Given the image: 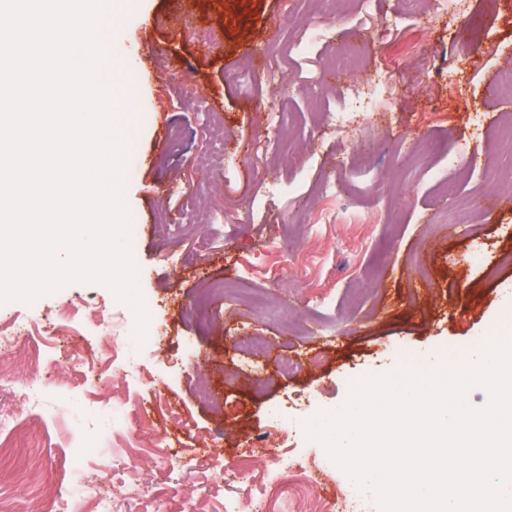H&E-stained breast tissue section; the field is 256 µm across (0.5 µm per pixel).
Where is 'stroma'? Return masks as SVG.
I'll use <instances>...</instances> for the list:
<instances>
[{"label":"stroma","mask_w":512,"mask_h":512,"mask_svg":"<svg viewBox=\"0 0 512 512\" xmlns=\"http://www.w3.org/2000/svg\"><path fill=\"white\" fill-rule=\"evenodd\" d=\"M397 2L131 0L120 12L135 98L118 116L136 163L123 199L160 342L136 345L132 306L98 282L0 303L22 332L0 346V512H96L99 496L112 512H317L355 484L314 440H290L288 471L271 465L255 445L271 407L337 412L353 380L512 338L499 317L512 294V183L499 178L512 99L487 93L512 68V0L465 44L482 0L406 18ZM326 24L375 33L357 71L326 76L324 49L295 51ZM230 69L255 83H226ZM353 85L376 111L341 131L331 116ZM279 112L288 123L270 126ZM267 138L289 140L295 161L256 149ZM436 172L449 203L434 202ZM336 178L344 192L324 196ZM282 359L299 371L280 373ZM28 385L39 395H20Z\"/></svg>","instance_id":"obj_1"}]
</instances>
